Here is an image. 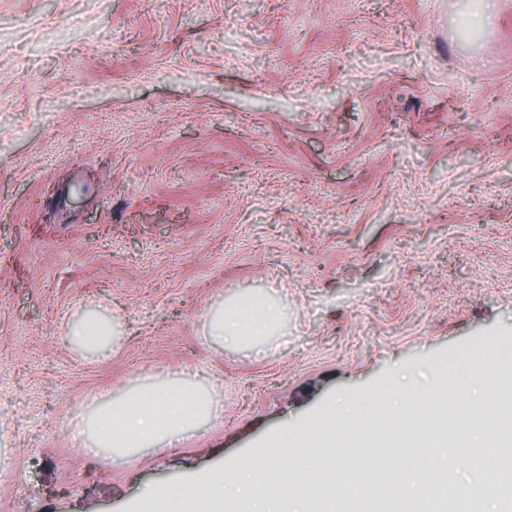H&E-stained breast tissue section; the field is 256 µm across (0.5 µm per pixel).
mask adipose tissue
<instances>
[{
	"label": "adipose tissue",
	"mask_w": 512,
	"mask_h": 512,
	"mask_svg": "<svg viewBox=\"0 0 512 512\" xmlns=\"http://www.w3.org/2000/svg\"><path fill=\"white\" fill-rule=\"evenodd\" d=\"M278 313L263 298L220 304L209 317L205 334L218 344L237 345L276 331ZM75 343L102 354L121 334L116 321L89 314L68 330ZM216 413L213 394L177 378H141L121 394L96 401L80 435L87 449L107 453L113 463H128L134 451L170 445L190 436Z\"/></svg>",
	"instance_id": "adipose-tissue-1"
}]
</instances>
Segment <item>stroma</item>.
I'll list each match as a JSON object with an SVG mask.
<instances>
[{"mask_svg": "<svg viewBox=\"0 0 512 512\" xmlns=\"http://www.w3.org/2000/svg\"><path fill=\"white\" fill-rule=\"evenodd\" d=\"M0 0V512H133L336 401L512 347V0ZM283 333L206 340L236 294ZM119 320L107 358L67 326ZM199 377L117 466L96 393Z\"/></svg>", "mask_w": 512, "mask_h": 512, "instance_id": "35a3bbf8", "label": "stroma"}]
</instances>
